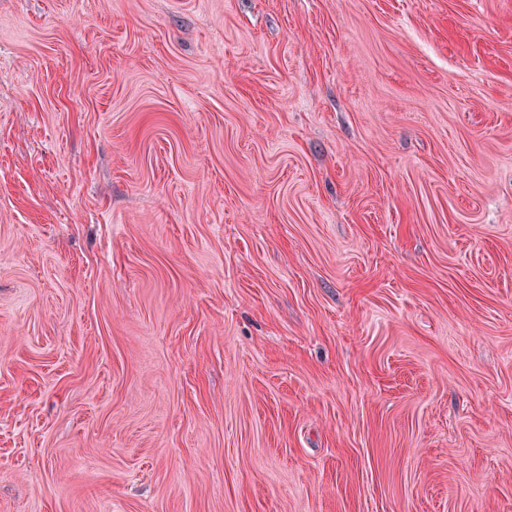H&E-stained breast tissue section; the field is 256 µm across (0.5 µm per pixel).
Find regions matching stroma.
<instances>
[{
    "label": "stroma",
    "mask_w": 512,
    "mask_h": 512,
    "mask_svg": "<svg viewBox=\"0 0 512 512\" xmlns=\"http://www.w3.org/2000/svg\"><path fill=\"white\" fill-rule=\"evenodd\" d=\"M0 512H512V0H0Z\"/></svg>",
    "instance_id": "35a3bbf8"
}]
</instances>
